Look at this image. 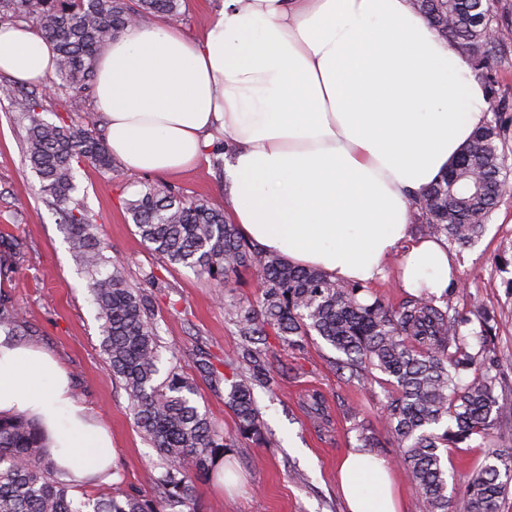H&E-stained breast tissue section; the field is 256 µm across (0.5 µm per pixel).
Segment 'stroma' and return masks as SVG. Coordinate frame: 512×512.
<instances>
[{
	"label": "stroma",
	"mask_w": 512,
	"mask_h": 512,
	"mask_svg": "<svg viewBox=\"0 0 512 512\" xmlns=\"http://www.w3.org/2000/svg\"><path fill=\"white\" fill-rule=\"evenodd\" d=\"M224 0H181L178 29L200 38ZM43 116L81 121L94 109L93 96L72 99L37 88ZM14 102L0 100V235L23 240L17 258L0 263V294L12 298L28 327L18 344L51 354L66 371L73 397L112 438L111 479L73 488L74 496L120 492L154 496L163 462L133 423L128 395L108 376L101 352L100 324L87 280L74 265L60 216L40 191L26 160L23 126ZM229 150L216 146L211 159L177 175L135 173L114 162L111 173L84 166L76 172L75 197L93 215L112 257L124 263L129 281L145 286L149 308L159 327L164 360L175 361L193 380L196 402L224 435L215 460L222 478L202 477L185 509L165 512H345L337 485L338 459L353 448L394 462L400 512H426L423 499L399 463L401 450L389 442L384 422L395 394L389 377L376 369L352 370L343 354L319 336L285 346L267 338L268 370L274 387L255 384L264 444L241 435L227 404L230 378L249 376L241 360L243 341L224 312L227 301H247L258 293L255 271H241L230 288L162 263L141 241L127 203L142 184L172 188L189 198L224 202L222 160ZM457 285L446 300L460 317L487 312L492 327L490 350L482 361L500 373L512 397V194L505 196L471 245L452 248ZM152 285H145V278ZM320 397L324 415L313 422L312 397ZM374 445H366V438ZM492 448H512V424L497 426L492 437L473 436L455 447H441L448 471V495L459 497L463 482L487 461Z\"/></svg>",
	"instance_id": "obj_1"
}]
</instances>
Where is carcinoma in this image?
Here are the masks:
<instances>
[{"label": "carcinoma", "mask_w": 512, "mask_h": 512, "mask_svg": "<svg viewBox=\"0 0 512 512\" xmlns=\"http://www.w3.org/2000/svg\"><path fill=\"white\" fill-rule=\"evenodd\" d=\"M180 0H0V17L35 23L53 44L56 70L49 82L80 97L92 88L96 61L112 39L136 25L175 23ZM416 9L467 56L478 80L495 83L491 58L512 44V26L501 19L499 0H416ZM493 117L476 130L467 150L426 192L412 202L421 229L463 247L482 232L501 198L512 193L503 174L509 102H494ZM26 130V158L41 192L59 210L75 265L87 275L91 300L101 321V350L112 379L122 383L134 424L166 462L157 478L164 498L187 506L194 479L213 471L224 436L193 399V381L171 366L160 377L162 345L148 300L128 284L120 261L106 255L98 225L74 201L76 167L112 172L113 158L96 132L93 115L74 123L49 122L32 93L20 104ZM490 182L479 194L468 190L470 174ZM128 213L142 241L164 263L229 285L240 271L259 280L255 302L231 301L225 313L244 341L241 359L253 377L270 386L260 345L269 333L288 345L316 334L346 357L348 367L378 369L393 379L396 397L385 418L388 437L417 486L426 512H497V501L512 483V451L492 449L489 462L471 474L463 497L453 504L440 442L488 437L512 422V399L496 395L499 376L477 366L466 351L464 321L425 293L397 308L363 297L360 285H342L323 272L268 255L249 242L224 210L167 187L144 184ZM25 327L19 308L0 297V331L18 335ZM474 371L471 381L461 373ZM240 434L264 443L253 384L234 380L228 393ZM73 485L47 446L42 426L22 414L0 412V512H158L157 501L119 493L94 499L71 495Z\"/></svg>", "instance_id": "obj_1"}]
</instances>
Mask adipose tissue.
Here are the masks:
<instances>
[{
    "mask_svg": "<svg viewBox=\"0 0 512 512\" xmlns=\"http://www.w3.org/2000/svg\"><path fill=\"white\" fill-rule=\"evenodd\" d=\"M53 46L25 25L0 26V73L44 84ZM94 99L107 146L132 172L173 174L216 140L234 147L224 200L263 252L369 286L399 254L409 292L447 293L446 242L411 233V203L486 119L469 60L412 0H224L201 40L136 26L110 42ZM38 416L77 484L112 463V440L44 352L0 333V411ZM348 512H398L389 460L346 452Z\"/></svg>",
    "mask_w": 512,
    "mask_h": 512,
    "instance_id": "adipose-tissue-1",
    "label": "adipose tissue"
}]
</instances>
